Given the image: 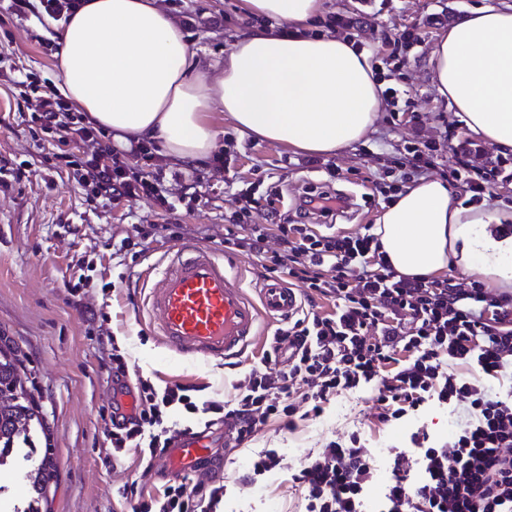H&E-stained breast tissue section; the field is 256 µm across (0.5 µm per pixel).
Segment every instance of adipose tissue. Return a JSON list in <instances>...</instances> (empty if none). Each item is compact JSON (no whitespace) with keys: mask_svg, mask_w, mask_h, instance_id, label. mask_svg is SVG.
Returning <instances> with one entry per match:
<instances>
[{"mask_svg":"<svg viewBox=\"0 0 512 512\" xmlns=\"http://www.w3.org/2000/svg\"><path fill=\"white\" fill-rule=\"evenodd\" d=\"M242 7L273 24L239 36L211 77L160 0H80L60 34V92L115 145L155 140L181 165L217 151V113L243 133L310 155L333 156L363 140L382 110L384 83L353 42L314 33L326 0ZM431 63L454 115L495 152L512 153V0L450 24ZM509 220L512 211L462 205L445 181L427 178L399 193L375 233L400 274L455 267L512 295V238L488 231Z\"/></svg>","mask_w":512,"mask_h":512,"instance_id":"ef3b65f1","label":"adipose tissue"}]
</instances>
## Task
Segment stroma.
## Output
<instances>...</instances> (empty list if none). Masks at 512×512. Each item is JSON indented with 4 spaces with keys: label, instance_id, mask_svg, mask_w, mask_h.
<instances>
[{
    "label": "stroma",
    "instance_id": "stroma-1",
    "mask_svg": "<svg viewBox=\"0 0 512 512\" xmlns=\"http://www.w3.org/2000/svg\"><path fill=\"white\" fill-rule=\"evenodd\" d=\"M164 3L183 23L189 47L204 65L223 61L236 38L252 27L240 0ZM499 3L385 0L382 11L363 16L354 38L382 76L398 73L395 86L399 99L409 103L408 113L385 105L365 139L315 166L307 165L306 154L242 134L229 116L215 115L231 142L230 166L219 173L205 162L193 168L165 164L160 188L174 205L170 211L147 196L112 206L89 200L71 174L49 167L54 148L34 138L33 108L14 82L31 73L61 83L56 22L43 13L40 0H31L23 17L0 10V156L27 165L19 179L0 174V336L24 354L49 426L56 473L45 512H133L137 500L124 494V485L137 484L146 496L171 481L162 459L147 468L134 452L118 461L112 457L100 414L112 406L113 347L126 351L131 371L155 386L203 385L218 402L233 394L237 369L181 360L135 319L146 295L142 273L162 261L170 243H153L135 258L113 254L112 243L132 234L134 225L177 220L184 226L183 242L220 253L224 226L245 197L259 201L251 223L270 224L276 215H293L296 200L316 191L339 199L336 229L362 233L400 187L412 139L433 146L437 165L429 175L447 182L458 203H470L465 184L452 177L465 160L473 169L497 165L482 199L492 207L512 206V154L502 165L487 146L480 155L464 156L462 147L474 135L431 84V53L442 32L468 9ZM407 29L421 33V42L395 51L393 39ZM375 412L371 392L345 393L320 418L300 421L295 431L271 423L233 449L224 446L223 422L211 425L205 431L210 459L228 489L224 512H302L292 473L327 442L355 430L376 459L377 479L368 496L377 499L390 476L391 453L405 449L417 427L443 441L457 420L449 409L433 405L415 418L381 426ZM265 448L280 450L281 469L262 484H243L252 457Z\"/></svg>",
    "mask_w": 512,
    "mask_h": 512
}]
</instances>
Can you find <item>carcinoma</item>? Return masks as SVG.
Masks as SVG:
<instances>
[{"mask_svg":"<svg viewBox=\"0 0 512 512\" xmlns=\"http://www.w3.org/2000/svg\"><path fill=\"white\" fill-rule=\"evenodd\" d=\"M26 367L18 350L6 339L0 340V469L14 462L18 450L30 458L37 448L38 434L47 426L41 406L36 402L29 380L23 379ZM51 463L42 461L26 472L28 496L23 512H42L48 500Z\"/></svg>","mask_w":512,"mask_h":512,"instance_id":"carcinoma-1","label":"carcinoma"}]
</instances>
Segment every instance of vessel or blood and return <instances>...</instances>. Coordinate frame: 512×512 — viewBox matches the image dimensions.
I'll return each instance as SVG.
<instances>
[{
	"label": "vessel or blood",
	"instance_id": "1",
	"mask_svg": "<svg viewBox=\"0 0 512 512\" xmlns=\"http://www.w3.org/2000/svg\"><path fill=\"white\" fill-rule=\"evenodd\" d=\"M143 279L151 284L146 298L151 332L186 359L240 358L258 342L261 317L289 318L301 308L297 290L287 283L268 280L249 295L242 276L213 252L186 245L172 246ZM208 456L204 436L189 434L167 448L166 470L180 476L195 471Z\"/></svg>",
	"mask_w": 512,
	"mask_h": 512
}]
</instances>
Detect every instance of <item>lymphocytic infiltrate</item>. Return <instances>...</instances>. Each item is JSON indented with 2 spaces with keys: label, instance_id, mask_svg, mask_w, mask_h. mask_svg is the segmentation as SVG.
<instances>
[{
  "label": "lymphocytic infiltrate",
  "instance_id": "obj_1",
  "mask_svg": "<svg viewBox=\"0 0 512 512\" xmlns=\"http://www.w3.org/2000/svg\"><path fill=\"white\" fill-rule=\"evenodd\" d=\"M30 91L34 122L65 146L54 156L56 168L110 202L154 193L149 149L141 151L139 171H130L112 146L95 150L105 133L84 113L55 91ZM298 210L300 224L225 225L224 247L257 258L265 277L302 284L311 301H333V312L311 305L278 327L225 402L208 399L201 386L159 389L136 378L134 412L116 405L104 419L115 453L156 455L213 415L242 444L272 422L295 430L336 396L370 387L382 425L432 402L465 410L448 443L435 445L421 429L411 436L413 457L395 453L376 512H512V393L490 389L512 370V298L478 281L461 290L448 278L400 275L375 234L321 232L306 218L331 213L328 195L304 197ZM450 361L477 365L480 378L448 372ZM173 410L178 419H169ZM374 477L372 451L354 434L329 441L291 479L302 490L304 512H366ZM225 494L221 483L175 482L141 500L136 512H221Z\"/></svg>",
  "mask_w": 512,
  "mask_h": 512
}]
</instances>
